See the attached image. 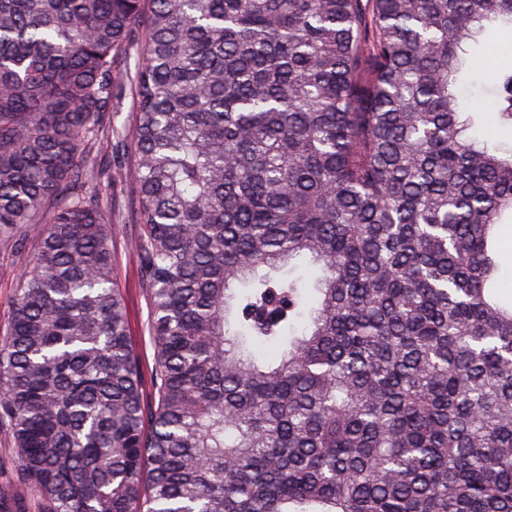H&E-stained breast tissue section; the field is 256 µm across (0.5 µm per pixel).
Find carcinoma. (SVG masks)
Wrapping results in <instances>:
<instances>
[{
	"label": "carcinoma",
	"instance_id": "1",
	"mask_svg": "<svg viewBox=\"0 0 512 512\" xmlns=\"http://www.w3.org/2000/svg\"><path fill=\"white\" fill-rule=\"evenodd\" d=\"M141 2L0 0V512H512V151L460 103L512 127V0ZM125 83L151 404L94 198ZM489 43L501 65H512V33L509 31L499 32L489 38ZM475 81V85L467 86L463 90L464 106L469 110L484 108L488 111L491 104V98L482 91V86L487 85V83L481 72H477ZM501 234L505 243L504 258L501 264L500 280L503 285L502 293L508 299L512 298V224L502 227ZM35 240L29 233L26 248L16 250L11 242L0 239V336L9 322L19 280L34 252Z\"/></svg>",
	"mask_w": 512,
	"mask_h": 512
}]
</instances>
